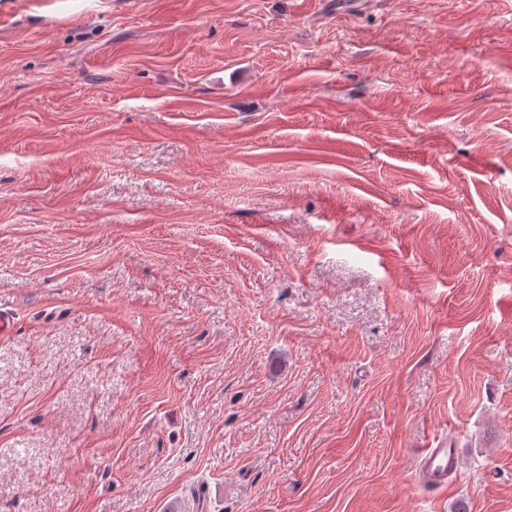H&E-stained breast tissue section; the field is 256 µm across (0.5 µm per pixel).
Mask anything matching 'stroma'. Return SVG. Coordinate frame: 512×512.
I'll list each match as a JSON object with an SVG mask.
<instances>
[{
  "instance_id": "1",
  "label": "stroma",
  "mask_w": 512,
  "mask_h": 512,
  "mask_svg": "<svg viewBox=\"0 0 512 512\" xmlns=\"http://www.w3.org/2000/svg\"><path fill=\"white\" fill-rule=\"evenodd\" d=\"M0 308V512H512V0H0ZM458 456L452 439L437 440L436 446L424 448L420 455V465L434 485L446 483L448 472L456 470Z\"/></svg>"
}]
</instances>
